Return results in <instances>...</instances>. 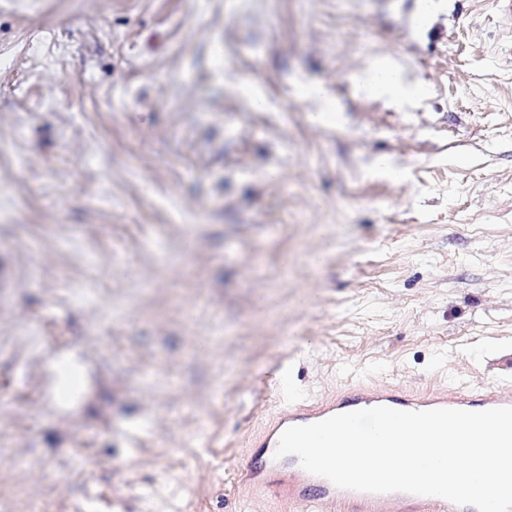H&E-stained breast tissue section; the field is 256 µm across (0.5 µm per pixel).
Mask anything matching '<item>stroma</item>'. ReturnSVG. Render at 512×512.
Masks as SVG:
<instances>
[{
	"label": "stroma",
	"instance_id": "stroma-1",
	"mask_svg": "<svg viewBox=\"0 0 512 512\" xmlns=\"http://www.w3.org/2000/svg\"><path fill=\"white\" fill-rule=\"evenodd\" d=\"M508 360L498 0H0V512H276L290 400ZM365 83L369 90L391 99L414 100L424 93L420 86L404 84L398 68L389 62L379 63L367 76Z\"/></svg>",
	"mask_w": 512,
	"mask_h": 512
}]
</instances>
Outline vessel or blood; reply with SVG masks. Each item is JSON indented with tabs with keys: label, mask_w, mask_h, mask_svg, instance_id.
Here are the masks:
<instances>
[{
	"label": "vessel or blood",
	"mask_w": 512,
	"mask_h": 512,
	"mask_svg": "<svg viewBox=\"0 0 512 512\" xmlns=\"http://www.w3.org/2000/svg\"><path fill=\"white\" fill-rule=\"evenodd\" d=\"M375 406L479 411L512 406V386L501 383L475 387L460 382L420 391L393 381H358L317 398L292 402L257 437L258 452L248 478L256 494L274 495L289 505L292 512H477L475 507H460L437 496L341 489L326 478L308 473L297 456L276 458L284 429Z\"/></svg>",
	"instance_id": "1"
}]
</instances>
